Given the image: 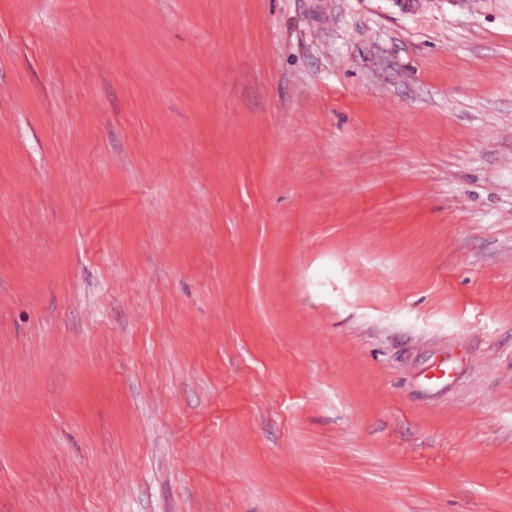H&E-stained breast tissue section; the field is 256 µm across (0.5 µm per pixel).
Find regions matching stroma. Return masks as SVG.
<instances>
[{
  "instance_id": "35a3bbf8",
  "label": "stroma",
  "mask_w": 512,
  "mask_h": 512,
  "mask_svg": "<svg viewBox=\"0 0 512 512\" xmlns=\"http://www.w3.org/2000/svg\"><path fill=\"white\" fill-rule=\"evenodd\" d=\"M0 512H512V0H0Z\"/></svg>"
}]
</instances>
